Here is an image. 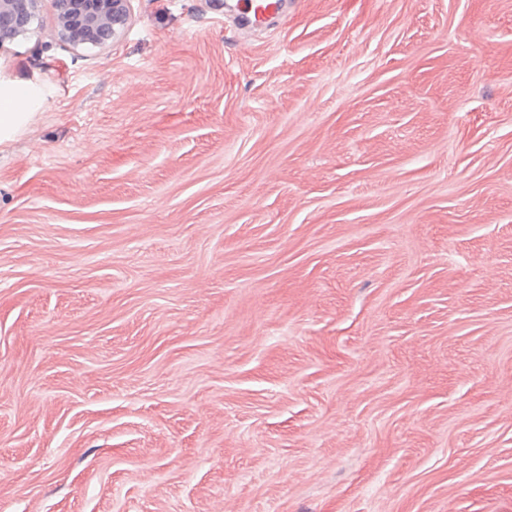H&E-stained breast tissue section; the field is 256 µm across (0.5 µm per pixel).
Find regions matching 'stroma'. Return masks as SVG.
<instances>
[{"instance_id":"1","label":"stroma","mask_w":512,"mask_h":512,"mask_svg":"<svg viewBox=\"0 0 512 512\" xmlns=\"http://www.w3.org/2000/svg\"><path fill=\"white\" fill-rule=\"evenodd\" d=\"M0 144V512H512V0H129ZM280 4L279 0H246L242 14L251 26H262L279 10Z\"/></svg>"}]
</instances>
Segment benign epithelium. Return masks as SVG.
Masks as SVG:
<instances>
[{
	"instance_id": "1",
	"label": "benign epithelium",
	"mask_w": 512,
	"mask_h": 512,
	"mask_svg": "<svg viewBox=\"0 0 512 512\" xmlns=\"http://www.w3.org/2000/svg\"><path fill=\"white\" fill-rule=\"evenodd\" d=\"M39 0H0V47L27 37ZM55 33L73 46H104L128 20L127 0H54Z\"/></svg>"
}]
</instances>
